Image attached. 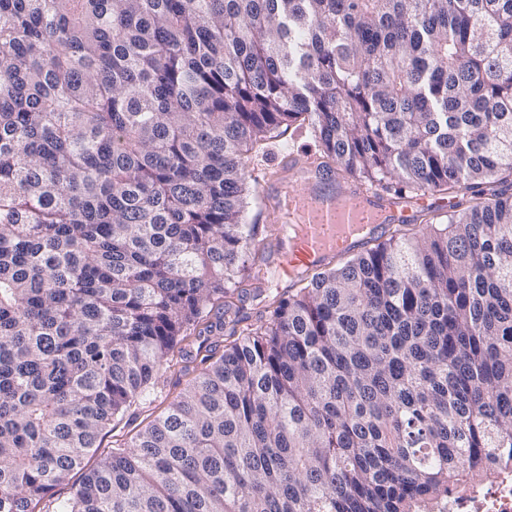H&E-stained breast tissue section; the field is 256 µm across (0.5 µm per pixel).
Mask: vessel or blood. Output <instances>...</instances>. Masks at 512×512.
Instances as JSON below:
<instances>
[{"label": "vessel or blood", "instance_id": "obj_1", "mask_svg": "<svg viewBox=\"0 0 512 512\" xmlns=\"http://www.w3.org/2000/svg\"><path fill=\"white\" fill-rule=\"evenodd\" d=\"M268 223L280 225L288 274L321 269L336 253L367 246L389 225L408 224L418 209L447 213L449 201L400 197L358 181L341 182L335 172L298 154L283 156L262 182Z\"/></svg>", "mask_w": 512, "mask_h": 512}]
</instances>
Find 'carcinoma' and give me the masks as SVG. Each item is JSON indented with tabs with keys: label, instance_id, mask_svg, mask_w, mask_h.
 <instances>
[{
	"label": "carcinoma",
	"instance_id": "obj_1",
	"mask_svg": "<svg viewBox=\"0 0 512 512\" xmlns=\"http://www.w3.org/2000/svg\"><path fill=\"white\" fill-rule=\"evenodd\" d=\"M283 126L451 212L252 323ZM509 468L512 0H0V512H428ZM260 187L259 184L257 185V194L259 197V202L261 205H259L256 201L253 199V195L249 194L247 197V202H249L247 205V210L245 213V224H258L259 225V232L257 239L260 240V251L259 254H257L256 257V265L254 267H257L258 265H261L265 262V259L268 260L271 266V270L275 269L277 258H278V247L275 240H272L274 234H270L269 232H263V225H266L263 222L264 219V208L263 203L261 201L260 196ZM190 378L191 376L185 377L182 376L180 373L169 376L168 381L167 383H165V387L163 389L162 398L158 399V401H156L150 407H147L148 405H146L143 406L146 408H139L135 410L132 409L130 414H128L125 417L123 423L120 424L113 433L112 431H110L103 437L98 452L93 456H88L87 459L85 460L86 466L84 467V469L81 471H75L68 484H63L53 489L52 500L62 501L70 496V492L73 485L80 482L84 473H87L90 469L94 467L98 456H100L101 454H106L108 451H110V449L112 448V434L118 436H125L126 434H128V437L134 434L136 430L140 429L141 427L147 424L149 419L144 421L140 426H138L144 420V418H146L148 414H150L152 411H156L154 415H157L161 412V410L164 409V407H166V403L160 404L165 395L168 394L170 399L176 396L180 391H182L186 387L187 382L189 381ZM155 406L156 409H154ZM129 416L130 418H133V421L130 422L131 424L129 426L124 427V423L129 418Z\"/></svg>",
	"mask_w": 512,
	"mask_h": 512
}]
</instances>
